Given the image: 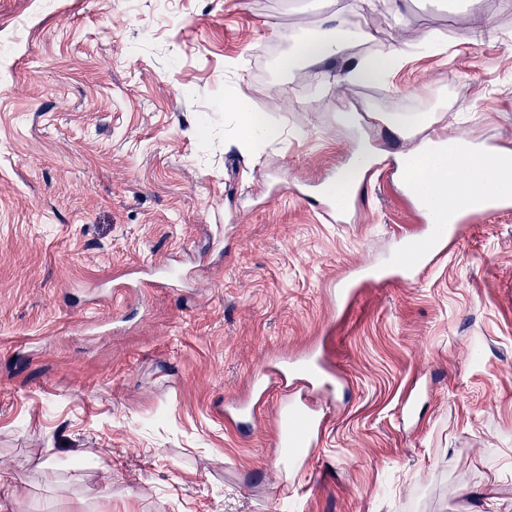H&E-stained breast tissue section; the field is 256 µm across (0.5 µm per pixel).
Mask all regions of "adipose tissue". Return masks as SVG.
<instances>
[{"instance_id": "obj_1", "label": "adipose tissue", "mask_w": 512, "mask_h": 512, "mask_svg": "<svg viewBox=\"0 0 512 512\" xmlns=\"http://www.w3.org/2000/svg\"><path fill=\"white\" fill-rule=\"evenodd\" d=\"M353 37V32L337 25L293 36L291 49L280 66L288 71L301 64L323 63L339 55ZM399 56L396 45H387L350 65L342 80L353 85L381 82ZM398 163L410 169L416 189L431 201L430 212L434 215L474 205L491 194L512 193V151L486 153L475 149L466 138L448 137L436 151L410 149L399 157Z\"/></svg>"}]
</instances>
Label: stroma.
<instances>
[{
  "label": "stroma",
  "mask_w": 512,
  "mask_h": 512,
  "mask_svg": "<svg viewBox=\"0 0 512 512\" xmlns=\"http://www.w3.org/2000/svg\"><path fill=\"white\" fill-rule=\"evenodd\" d=\"M330 17L371 39L280 70L290 35ZM390 43L383 83L342 82ZM238 100L280 137L245 139ZM424 100L440 133L512 149L504 0H404L398 21L352 0H0V503L512 512V212L468 225L418 283L374 278L332 307L423 223L382 166L349 223L321 221L319 193L359 137L410 149L381 116ZM311 350L333 408L288 474L271 414L302 381L254 427L224 408L268 353Z\"/></svg>",
  "instance_id": "obj_1"
}]
</instances>
